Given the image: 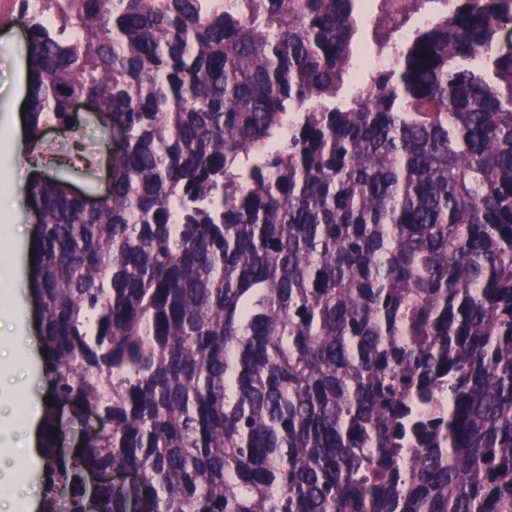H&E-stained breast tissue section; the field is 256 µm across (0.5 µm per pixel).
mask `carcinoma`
<instances>
[{"mask_svg": "<svg viewBox=\"0 0 512 512\" xmlns=\"http://www.w3.org/2000/svg\"><path fill=\"white\" fill-rule=\"evenodd\" d=\"M441 1L341 101L359 0L20 13L28 141L123 134L98 208L28 185L41 512H512V0Z\"/></svg>", "mask_w": 512, "mask_h": 512, "instance_id": "1", "label": "carcinoma"}]
</instances>
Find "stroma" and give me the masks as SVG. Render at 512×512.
I'll return each instance as SVG.
<instances>
[{
    "label": "stroma",
    "instance_id": "obj_1",
    "mask_svg": "<svg viewBox=\"0 0 512 512\" xmlns=\"http://www.w3.org/2000/svg\"><path fill=\"white\" fill-rule=\"evenodd\" d=\"M28 56L25 28L17 16H10L0 23V188L10 189L8 196L0 197V225H12L14 233L0 243V251L8 256L6 268L14 285L6 287L0 280V310L13 315L17 331L33 336L37 333V320L28 249L35 225L26 195L30 152L26 145L8 139L21 114L20 102L27 94ZM76 120L80 125L78 146H71L65 135L48 127L43 131L40 152L46 156L51 174L90 197L104 196L108 175L104 134L90 124L88 113H77ZM50 391L51 379L42 368L39 349H26L19 389L0 393V418L41 417L44 398Z\"/></svg>",
    "mask_w": 512,
    "mask_h": 512
}]
</instances>
